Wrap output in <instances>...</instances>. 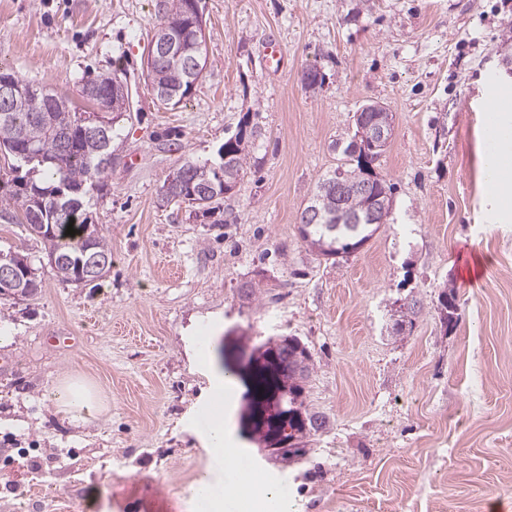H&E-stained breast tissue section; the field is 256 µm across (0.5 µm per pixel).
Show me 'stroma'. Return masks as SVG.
<instances>
[{
  "label": "stroma",
  "instance_id": "35a3bbf8",
  "mask_svg": "<svg viewBox=\"0 0 512 512\" xmlns=\"http://www.w3.org/2000/svg\"><path fill=\"white\" fill-rule=\"evenodd\" d=\"M163 4L0 0V72L83 111L84 80L118 69L131 109L110 190L88 201L112 246L103 280L59 281L39 241L0 223V249L42 279L35 299L0 301V512H196L201 479L227 477L199 425L218 404L226 446L287 481L293 512H512V219L487 203L478 106L488 78L512 87V0H201L208 66L175 107L144 67ZM372 103L394 116L377 163L393 221L327 260L299 216ZM242 126L232 193L204 215L161 202L184 159L220 162ZM276 336L310 349L306 402L329 420L298 464L266 457L241 419L248 359ZM71 376L98 388L96 419L53 404Z\"/></svg>",
  "mask_w": 512,
  "mask_h": 512
}]
</instances>
